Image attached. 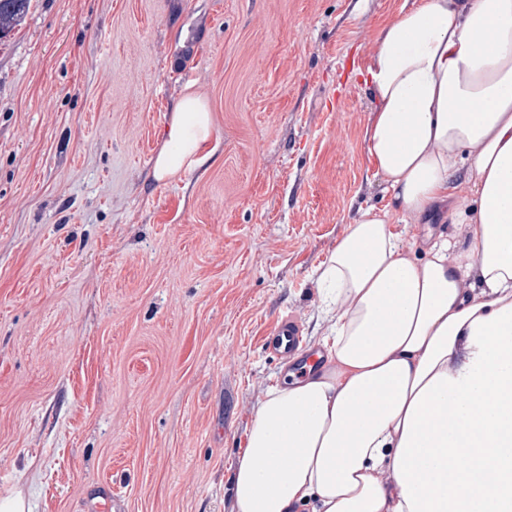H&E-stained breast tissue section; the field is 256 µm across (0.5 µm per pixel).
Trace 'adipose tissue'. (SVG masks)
Instances as JSON below:
<instances>
[{
  "label": "adipose tissue",
  "instance_id": "adipose-tissue-1",
  "mask_svg": "<svg viewBox=\"0 0 512 512\" xmlns=\"http://www.w3.org/2000/svg\"><path fill=\"white\" fill-rule=\"evenodd\" d=\"M389 202L315 269L326 365L269 388L233 468L237 512H512V0H413L365 67ZM176 102L152 175L210 162ZM463 225L425 260L397 225Z\"/></svg>",
  "mask_w": 512,
  "mask_h": 512
}]
</instances>
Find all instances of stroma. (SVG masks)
Wrapping results in <instances>:
<instances>
[{"mask_svg": "<svg viewBox=\"0 0 512 512\" xmlns=\"http://www.w3.org/2000/svg\"><path fill=\"white\" fill-rule=\"evenodd\" d=\"M412 0H32L0 43V494L235 512L233 465L327 328L314 275L386 203L360 76ZM207 169L152 176L185 89ZM268 348L278 354L284 355L290 359L289 367L299 373L297 366L302 359L306 358V363L314 365L319 361L318 353L305 351L303 336L298 323L293 319L282 321L276 328L274 335L268 343Z\"/></svg>", "mask_w": 512, "mask_h": 512, "instance_id": "35a3bbf8", "label": "stroma"}]
</instances>
